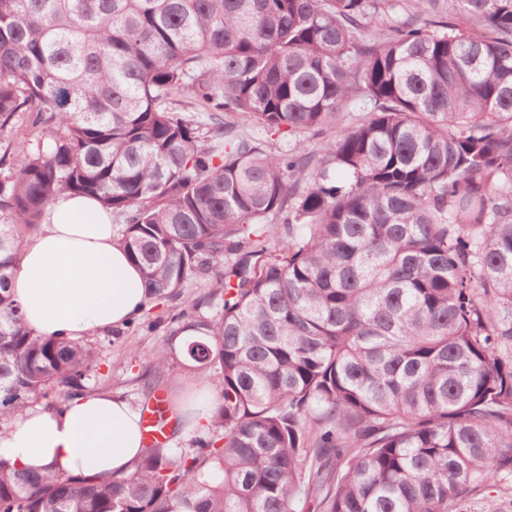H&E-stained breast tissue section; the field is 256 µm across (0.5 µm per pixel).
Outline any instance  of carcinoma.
Here are the masks:
<instances>
[{
	"instance_id": "cac0c4a2",
	"label": "carcinoma",
	"mask_w": 512,
	"mask_h": 512,
	"mask_svg": "<svg viewBox=\"0 0 512 512\" xmlns=\"http://www.w3.org/2000/svg\"><path fill=\"white\" fill-rule=\"evenodd\" d=\"M185 90L208 122L173 109ZM359 95L315 151L226 121L316 136ZM21 119L0 431L98 392L96 348L35 335L10 288L66 193L179 302L141 324L168 325L153 372L221 386L205 434L123 477L0 459V512H471L512 479V0H0V133ZM364 107L363 100L361 96L357 97L354 100V103L349 104L341 113L339 120L333 122L330 126L324 129L323 135L318 138H311L310 135H306L305 137H301V141L304 140V145L308 150H314L316 148V144L321 142L322 140H328L336 137V134L343 128L353 125L359 116L365 114L366 112H362ZM232 118L236 122V130L238 133L265 141L267 147L272 151L290 150L296 146V143H298L295 138L290 137L287 134H267L255 124L247 121L244 117L234 116Z\"/></svg>"
}]
</instances>
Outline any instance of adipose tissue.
Here are the masks:
<instances>
[{"instance_id": "adipose-tissue-1", "label": "adipose tissue", "mask_w": 512, "mask_h": 512, "mask_svg": "<svg viewBox=\"0 0 512 512\" xmlns=\"http://www.w3.org/2000/svg\"><path fill=\"white\" fill-rule=\"evenodd\" d=\"M118 238L111 212L94 198L66 194L48 207L42 231L21 245L14 283L35 334L81 340L142 314L149 302L142 274ZM143 446L138 409L108 393L56 410L24 408L0 433V457L17 468L97 477L130 473Z\"/></svg>"}]
</instances>
